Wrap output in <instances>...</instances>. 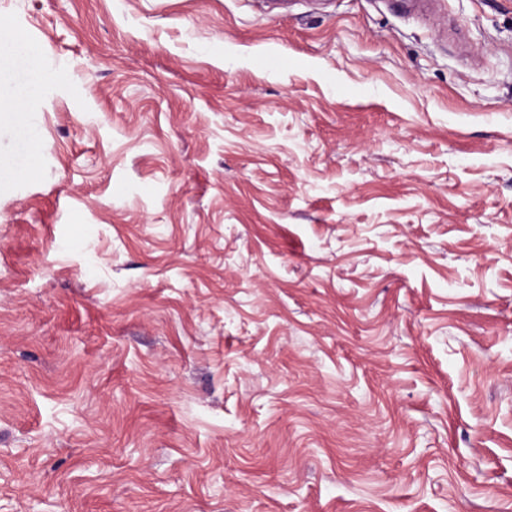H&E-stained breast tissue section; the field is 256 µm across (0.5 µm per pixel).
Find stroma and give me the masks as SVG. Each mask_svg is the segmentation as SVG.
<instances>
[{
	"label": "stroma",
	"mask_w": 512,
	"mask_h": 512,
	"mask_svg": "<svg viewBox=\"0 0 512 512\" xmlns=\"http://www.w3.org/2000/svg\"><path fill=\"white\" fill-rule=\"evenodd\" d=\"M0 512H512V0H0ZM8 50L12 53L22 55L29 67L31 82L28 90L21 96V102L29 101L36 96V91L44 75L42 56L38 48L28 43L21 35L15 36Z\"/></svg>",
	"instance_id": "35a3bbf8"
}]
</instances>
